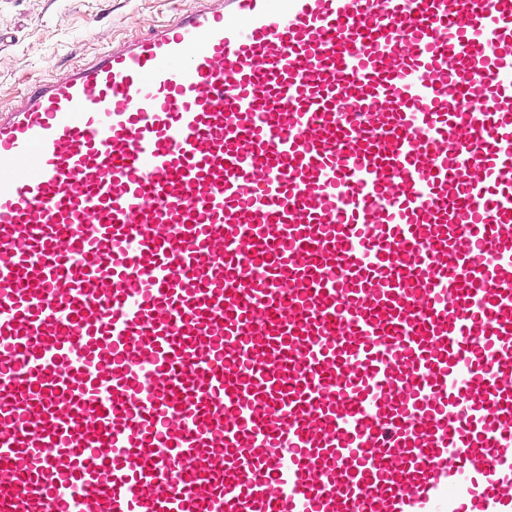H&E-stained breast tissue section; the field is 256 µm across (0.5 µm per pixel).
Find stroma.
Segmentation results:
<instances>
[{"label": "stroma", "instance_id": "1", "mask_svg": "<svg viewBox=\"0 0 512 512\" xmlns=\"http://www.w3.org/2000/svg\"><path fill=\"white\" fill-rule=\"evenodd\" d=\"M194 0H0V108L39 81L94 63L111 41L148 36Z\"/></svg>", "mask_w": 512, "mask_h": 512}]
</instances>
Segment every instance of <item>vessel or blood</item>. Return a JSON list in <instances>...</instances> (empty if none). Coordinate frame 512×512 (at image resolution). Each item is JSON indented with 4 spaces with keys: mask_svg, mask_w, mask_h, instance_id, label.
<instances>
[{
    "mask_svg": "<svg viewBox=\"0 0 512 512\" xmlns=\"http://www.w3.org/2000/svg\"><path fill=\"white\" fill-rule=\"evenodd\" d=\"M0 116V512H512V0H221Z\"/></svg>",
    "mask_w": 512,
    "mask_h": 512,
    "instance_id": "obj_1",
    "label": "vessel or blood"
}]
</instances>
